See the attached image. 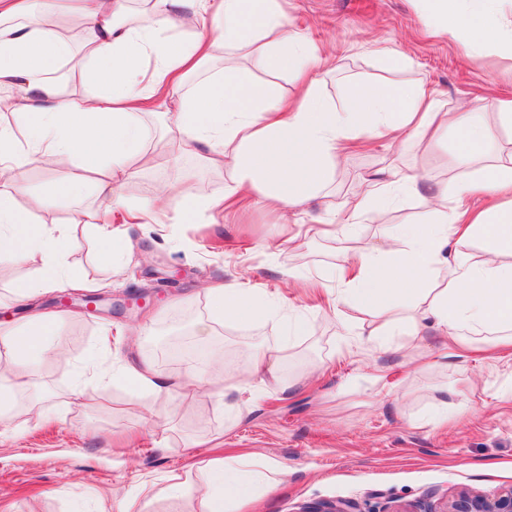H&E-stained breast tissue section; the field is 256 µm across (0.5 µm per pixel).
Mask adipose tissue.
Masks as SVG:
<instances>
[{
  "instance_id": "obj_1",
  "label": "adipose tissue",
  "mask_w": 512,
  "mask_h": 512,
  "mask_svg": "<svg viewBox=\"0 0 512 512\" xmlns=\"http://www.w3.org/2000/svg\"><path fill=\"white\" fill-rule=\"evenodd\" d=\"M426 2L425 22L439 33L496 42L512 52V34L503 35L497 26L496 0ZM148 3V17L140 21L128 18L127 0H79L92 37L74 76L90 91L75 95L64 93L55 78L71 56L67 40L50 22L60 0H0V88L7 89L26 132L25 142H18L13 128L0 123L1 173L39 160L53 167L76 164L96 178L69 184L70 195L89 189L106 209L126 206L124 185L146 155L140 117L159 110L167 115L166 147L228 164L233 171L223 196L188 199L189 212H219L242 198L276 211L303 204L328 184L333 162L350 143L391 138L399 131L421 140L449 128L461 132L456 162L464 168L485 151L489 131L480 110L447 111L423 83H357L350 106L331 108L319 96L314 75L322 63L319 48L291 29L277 0ZM182 5L200 26L187 39L175 32L174 12ZM227 48L248 51L264 70L291 74L299 94L277 96L231 64L201 75L203 64ZM416 189L417 180L410 176L366 182L342 207V233L353 234L362 214L385 213L395 192ZM475 192L491 204L472 217L462 202ZM27 193L17 184L12 194L0 195V254L18 262L40 255L44 274L38 289L70 287L72 279L62 274L67 233L46 221L32 227L14 203ZM507 193H512V153L473 179L423 196L435 222L384 228L336 294L337 302L376 312L379 322L369 343L381 344L401 327L396 307L408 298L449 342L464 345L495 328V346L512 350V207L496 202ZM452 196L457 199L453 206L448 203ZM474 240L483 250L477 260L462 251ZM208 297L213 316L197 323L201 336L210 335L214 322L223 319L252 322L272 315L248 288L216 282ZM54 325V315L37 313L0 330V345L7 349L0 361L1 427L13 393L27 386L50 354L45 336ZM284 358L280 349H255L245 372L223 370L204 387L220 400L256 381L289 391L292 384L280 370ZM118 371L132 380L141 400L172 395L183 401L202 387L194 374L172 378L144 357L124 361ZM208 476L221 492L207 499L205 512H229L274 491L285 472L250 454L215 462Z\"/></svg>"
}]
</instances>
